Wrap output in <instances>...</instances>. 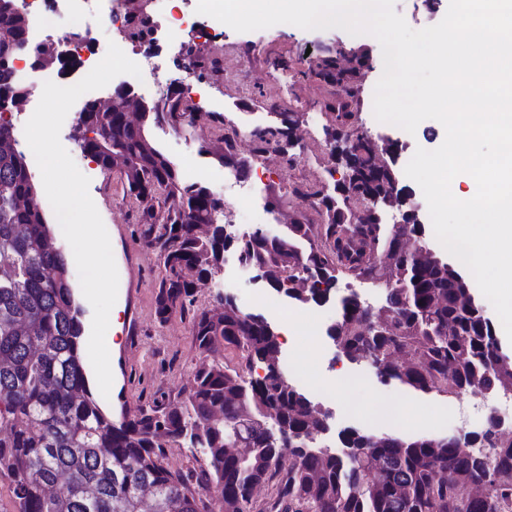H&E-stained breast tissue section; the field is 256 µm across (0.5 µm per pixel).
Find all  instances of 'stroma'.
Masks as SVG:
<instances>
[{"label": "stroma", "instance_id": "35a3bbf8", "mask_svg": "<svg viewBox=\"0 0 512 512\" xmlns=\"http://www.w3.org/2000/svg\"><path fill=\"white\" fill-rule=\"evenodd\" d=\"M448 6L449 0H395L396 12L415 30L439 23ZM89 19L96 28L99 47H107L112 41L125 42L123 32L111 27L101 10H93ZM223 43L219 49L211 41L188 35L173 45L161 33L149 43L125 42L129 59L160 69L157 81L138 87V95L148 103L157 100L170 84L184 81L186 74L178 67V60L193 59L202 65V78L195 83L201 99L191 107L195 115L192 128L183 131L161 125L148 129L151 142L181 177L196 173L198 182L223 199L227 221L243 231H253L250 209H265L267 198L274 190L286 194L287 205L280 214L267 211L264 226L271 233L283 231V221L289 217L319 222L317 211L299 191L333 183L330 172L336 162L325 142V128L337 86L330 77L319 74L316 64L326 56L328 47L334 45L348 53L362 49L369 59L350 82L359 101L357 125L378 146L394 145L388 162L399 172V186L403 190L402 208L386 209L384 220L395 224L401 218L402 209L418 206L421 239L429 247H436L427 202L419 185L412 183L404 170L417 148L439 147L445 129L440 122L427 119L411 134L375 118L374 90L384 66L381 46L374 37L353 36L338 28L304 30L288 24L244 33L228 27L224 30ZM288 109L298 112L300 117L297 145L284 157L254 155L253 131L277 125V113ZM73 125V118H65L60 141L71 148L77 168L90 180L89 194L109 234L119 276L117 302L123 309V325L119 346L110 356L113 384L109 397H102L97 383L89 385L100 406L116 416L122 408H135L159 393L177 394L187 385L202 354L193 342L188 320L177 315L165 324L157 320L155 298L162 260L140 239L139 213L123 190L121 172L116 169L102 172L90 158L75 150L71 138ZM228 128L238 130V153L251 163L248 177L242 178L236 191L224 187L226 167L199 151L201 143L217 141ZM234 263L233 253H226L222 272L197 289L195 309L210 308L218 297L228 295L243 312H260V305L252 297L264 291V284L254 282L253 269H238ZM353 292L374 306L381 302L385 289L350 277L340 278L329 301L314 308L319 321L329 324L338 320L342 298ZM287 315V309L283 308L268 313L267 318L277 327L290 331L288 342L281 345V361H293L303 373L299 387L315 404L332 412V431L324 437V444L335 445L337 431L349 427L363 433L407 438L448 436L484 428L485 401L474 391L467 390L447 399L414 392L395 381L379 383L371 365L346 362L329 338L317 342L308 329L289 328ZM341 368L367 387L371 384L376 387L375 392L366 389L356 396L357 409L353 412L347 411L340 397H323L315 389L316 381H329ZM392 403L401 404L403 409L402 420L397 424L387 420V407Z\"/></svg>", "mask_w": 512, "mask_h": 512}]
</instances>
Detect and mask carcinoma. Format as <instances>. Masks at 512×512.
Returning <instances> with one entry per match:
<instances>
[{
	"mask_svg": "<svg viewBox=\"0 0 512 512\" xmlns=\"http://www.w3.org/2000/svg\"><path fill=\"white\" fill-rule=\"evenodd\" d=\"M13 2L0 0V30L10 35L0 38V101L21 89L13 66L19 54L35 60L57 52L52 42H30L27 14L7 7ZM318 67L353 73L338 56ZM353 98L336 96L327 131L352 140L359 168L332 194L308 193L321 222L296 219L280 235L238 238L233 249L268 288L299 303L327 301L342 276L390 282L377 307L355 294L341 299V318L326 335L349 362L377 356L390 364L391 379L424 394L512 391V361L459 270L429 249L402 251L417 225L388 226L382 212L353 207L371 191L390 199L400 193L396 171L373 167L372 141L355 132ZM76 120L79 146L101 171L127 168L124 192L138 206L141 238L163 259L158 321L171 310L191 314L205 358L173 397L126 410L119 423L102 409L89 389L82 312L65 255L27 155L0 120V472L12 479L16 512H207L196 473L164 465L176 446L202 450L223 512H512V435L448 444L347 429L339 433L342 449L320 446L328 415L277 375L278 332L266 317L221 298L191 311L198 283L224 264V202L184 181L145 133L151 124L191 126L183 96L150 104L136 126L117 108L91 102ZM255 142L257 155L286 156L293 138L278 125ZM200 153L246 172L232 135L200 145ZM201 224L208 234H198ZM228 353L240 355L244 369L229 366ZM257 368L265 375L252 376ZM239 448L251 453L243 457ZM262 485L271 495L258 505Z\"/></svg>",
	"mask_w": 512,
	"mask_h": 512,
	"instance_id": "1",
	"label": "carcinoma"
}]
</instances>
